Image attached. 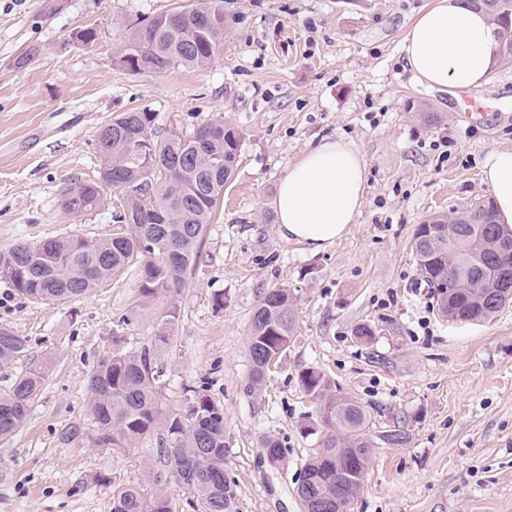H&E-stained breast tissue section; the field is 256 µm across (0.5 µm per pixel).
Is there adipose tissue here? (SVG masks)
Segmentation results:
<instances>
[{
  "instance_id": "adipose-tissue-1",
  "label": "adipose tissue",
  "mask_w": 512,
  "mask_h": 512,
  "mask_svg": "<svg viewBox=\"0 0 512 512\" xmlns=\"http://www.w3.org/2000/svg\"><path fill=\"white\" fill-rule=\"evenodd\" d=\"M495 27L467 0H435L409 25L402 42L415 78L432 88H479L488 81ZM366 163L350 143L327 140L291 164L274 208L281 237L323 250L342 238L364 203ZM495 221L512 224V151H493L482 164Z\"/></svg>"
}]
</instances>
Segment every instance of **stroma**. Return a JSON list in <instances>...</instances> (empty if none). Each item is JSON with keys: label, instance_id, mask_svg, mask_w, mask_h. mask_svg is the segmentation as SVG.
Instances as JSON below:
<instances>
[{"label": "stroma", "instance_id": "1", "mask_svg": "<svg viewBox=\"0 0 512 512\" xmlns=\"http://www.w3.org/2000/svg\"><path fill=\"white\" fill-rule=\"evenodd\" d=\"M185 2L0 0V248L113 233L123 211L113 189L81 218L59 205L66 183L98 180L96 138L112 115L151 112L161 134L221 117L241 135L237 170L176 300L143 297L134 266L77 300L31 301L0 282V326L28 345L0 365V395L29 362L53 359L27 422L0 439V512H109L114 490L148 485L138 455L94 446L88 379L113 336L129 351L162 334L164 407L185 410L200 384L224 406L238 512H303L297 479L317 446L302 431L314 411L299 378L308 368L370 409L372 436L397 425L407 433L403 445L374 448L349 512H512V304L487 321H446L411 249L425 219L490 198L483 159L512 150V62L475 89L487 116L470 126L448 92L417 82L402 53L432 0H224L223 45L207 66L120 67L132 22ZM86 26L97 41L74 46ZM32 46L35 60L16 67ZM338 138L367 165L361 212L323 250L286 243L278 184L305 152ZM280 285L296 293L294 337L252 395L251 318ZM172 304L179 319L166 329ZM359 325L375 328L371 340L353 336ZM72 424L86 436L63 445ZM267 437L287 449L279 465L262 451ZM101 474L110 486L97 484Z\"/></svg>", "mask_w": 512, "mask_h": 512}]
</instances>
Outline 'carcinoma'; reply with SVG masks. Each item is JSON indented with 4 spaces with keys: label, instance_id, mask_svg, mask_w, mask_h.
<instances>
[{
    "label": "carcinoma",
    "instance_id": "obj_1",
    "mask_svg": "<svg viewBox=\"0 0 512 512\" xmlns=\"http://www.w3.org/2000/svg\"><path fill=\"white\" fill-rule=\"evenodd\" d=\"M218 2L181 5L170 25L160 15L138 20L118 57L133 58L140 72L209 64L222 30L210 29L204 12ZM480 10L497 28V60L512 62V0H487ZM153 127V113L133 110L112 116L98 132L109 187L124 201L120 230L105 239L59 237L1 249L0 281L26 299L79 298L135 265L147 298L174 296L186 286L205 227L234 176L241 137L218 119L189 130L169 129L163 136ZM61 206L76 216L97 212L104 206L103 189L96 182H73L62 190ZM411 248L441 314L460 322L489 319L512 302V229L494 223L489 202L428 218L415 229ZM295 324V293L286 286L264 292L247 339V392L261 389L279 364ZM120 341L112 336V354L100 359L89 377L94 445L134 451L143 440H155L147 456L154 489L146 493L129 485L112 492L110 512H175L167 492L172 480L196 512H237L236 483L225 469L224 406L203 383L190 389L184 411L166 410L158 395L156 348L146 344L126 351L117 347ZM26 349L25 338L0 327V364L24 356ZM48 372L47 359L32 365L0 396V437L24 424ZM300 383L316 407L304 429L319 431L322 438L303 464L297 494L304 512L320 505L324 512H348L374 447L368 435L371 412L340 395L319 371H303ZM261 447L268 460L285 459L281 442L265 438Z\"/></svg>",
    "mask_w": 512,
    "mask_h": 512
}]
</instances>
